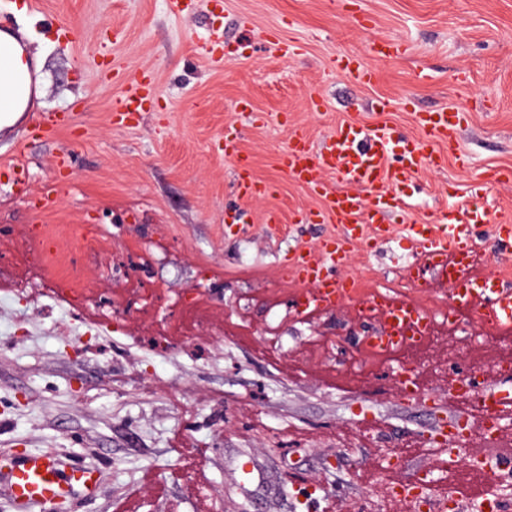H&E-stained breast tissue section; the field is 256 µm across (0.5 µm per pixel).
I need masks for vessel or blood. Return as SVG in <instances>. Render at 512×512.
I'll list each match as a JSON object with an SVG mask.
<instances>
[{"label":"vessel or blood","mask_w":512,"mask_h":512,"mask_svg":"<svg viewBox=\"0 0 512 512\" xmlns=\"http://www.w3.org/2000/svg\"><path fill=\"white\" fill-rule=\"evenodd\" d=\"M335 68L363 85L375 77L374 69L353 54L337 58ZM154 94L150 77L134 78L114 104L117 122L134 118ZM416 123L419 137L408 138L385 123L347 122L319 146L303 130L293 131L288 148L280 157L281 170L287 180L323 198L317 221L336 228L316 249L299 250L288 260L292 276L311 288L300 312H329L349 297V284L342 270L354 247L390 236L391 226L385 220L388 208L405 204L403 189L415 181L423 168L440 165L439 145H456L461 114L442 107L432 113H417ZM224 156L235 167L238 196L256 199L266 194V185L251 174L237 135L225 134ZM328 173L344 182L343 190L326 186L323 177ZM483 220L478 212L457 206L451 208L444 223L414 225L411 232L419 261L409 269L407 279L412 287L422 288L428 284V274H435L450 289L454 305L476 311L496 337L506 338L512 336V283L475 269L480 251L476 226ZM376 306L382 309L394 334L410 330L416 340H423L427 316L410 301L385 293L378 297ZM484 382L483 374L477 373L463 383L461 399L471 412L449 422L450 453L468 451L467 433L475 418L493 439L502 437L501 421L512 411V394L484 389ZM100 478V472L87 469L76 460L62 462L46 453H26L0 464V485L5 487L14 512H52L58 503L76 494L92 497Z\"/></svg>","instance_id":"b4317fda"}]
</instances>
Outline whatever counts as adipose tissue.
I'll return each mask as SVG.
<instances>
[{
  "label": "adipose tissue",
  "instance_id": "obj_1",
  "mask_svg": "<svg viewBox=\"0 0 512 512\" xmlns=\"http://www.w3.org/2000/svg\"><path fill=\"white\" fill-rule=\"evenodd\" d=\"M17 38L0 31V124L9 126L25 112L30 100L31 63Z\"/></svg>",
  "mask_w": 512,
  "mask_h": 512
}]
</instances>
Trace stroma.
Instances as JSON below:
<instances>
[{
  "label": "stroma",
  "mask_w": 512,
  "mask_h": 512,
  "mask_svg": "<svg viewBox=\"0 0 512 512\" xmlns=\"http://www.w3.org/2000/svg\"><path fill=\"white\" fill-rule=\"evenodd\" d=\"M27 2L0 0V30L40 61L28 114L0 128V161L21 159L28 186L0 184V457L45 451L102 470L78 512H321L327 496L345 512H407L377 490L424 474L473 506L496 470L442 468L427 437L467 410L448 399L449 372L475 368L502 387L490 370L512 361V339H483L470 321L398 360L356 361L359 299L301 316L284 288L290 254L330 227L301 223L323 201L279 159L295 127L316 142L349 121L412 136L414 108H455L469 168L451 156L424 169L423 192L388 215L392 236L359 246L344 273L397 288L415 260L409 226L461 202L483 206L479 237L494 248L489 227L512 223V0H350L339 13L329 0H186L180 14L169 0ZM280 26L288 57L265 42ZM382 38L401 55L375 60ZM347 53L373 64V85L334 70ZM142 74L156 85L150 109L116 123L114 100ZM244 96L254 116L238 112ZM32 112L56 113L61 132L34 135ZM228 131L264 197L234 194ZM61 153L70 168H56ZM50 183L54 207L35 211ZM271 210L280 222H264ZM44 239L80 277L82 303L40 281L30 255ZM135 242L150 245L148 266H134ZM193 288L189 310L179 298ZM400 363L419 373L417 398L394 386ZM384 440L404 449L392 471Z\"/></svg>",
  "instance_id": "1"
}]
</instances>
